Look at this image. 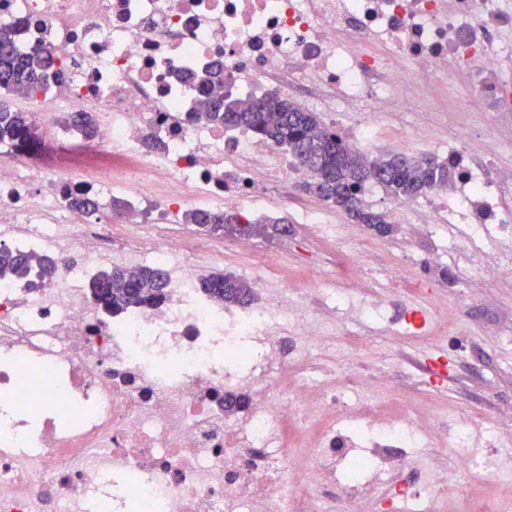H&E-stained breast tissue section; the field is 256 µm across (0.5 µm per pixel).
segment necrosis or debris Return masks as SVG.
<instances>
[{"label":"necrosis or debris","instance_id":"4bbe7bcc","mask_svg":"<svg viewBox=\"0 0 512 512\" xmlns=\"http://www.w3.org/2000/svg\"><path fill=\"white\" fill-rule=\"evenodd\" d=\"M4 26L19 51L52 53L51 89L25 107L35 139L62 149L0 152V247L57 262L43 283L0 279V512H355L370 497L392 512H512V498L466 491L512 481V432L456 413L439 440L438 413L392 412L361 358L373 337L347 332L345 369L329 367L331 326L305 302L383 322L360 294L362 259L340 288H271L264 250L240 241L253 298L227 307L202 287L223 246L169 229L194 209L273 217L288 185L314 179L281 146L199 119L197 77L220 65L212 95L297 96L366 152L373 131L340 121L339 104L414 113L421 140L453 113L440 149L455 185L394 210L428 226L434 259L463 250L505 275L488 244L512 222L507 185L475 154L512 141V0H0ZM473 109L483 129L464 119ZM61 112L91 114L96 135L58 125ZM78 187L141 220L70 207ZM444 224L467 230L441 246ZM115 267L164 270L165 300L105 311L91 285ZM410 464L423 487L397 492Z\"/></svg>","mask_w":512,"mask_h":512}]
</instances>
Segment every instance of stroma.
<instances>
[{
    "label": "stroma",
    "mask_w": 512,
    "mask_h": 512,
    "mask_svg": "<svg viewBox=\"0 0 512 512\" xmlns=\"http://www.w3.org/2000/svg\"><path fill=\"white\" fill-rule=\"evenodd\" d=\"M361 118L377 129L373 154L434 152L433 143H412L407 114L365 112ZM327 219L337 228L335 238L327 241L317 239L314 226L293 223L283 234L271 225H259L251 239L276 254L282 281L312 287L314 271L326 269L329 257L360 252L368 274L363 295L370 303L386 306L395 324L411 319L416 310L424 311L430 321L440 314L454 317L461 325L459 338L432 345L422 327L417 336L391 335L367 350V360L382 369L375 380L378 393L392 400L417 388L425 402L445 403L512 426V344L502 342L512 335V276L501 277L497 287H486L484 279L472 273L469 255L457 251L449 262L467 275L466 301L458 302L452 281L436 286L432 294H418L416 284L437 276L438 270L412 247L406 225L393 224L390 233L381 234L333 207Z\"/></svg>",
    "instance_id": "35a3bbf8"
}]
</instances>
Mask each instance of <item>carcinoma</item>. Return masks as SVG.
<instances>
[{
  "mask_svg": "<svg viewBox=\"0 0 512 512\" xmlns=\"http://www.w3.org/2000/svg\"><path fill=\"white\" fill-rule=\"evenodd\" d=\"M48 54H24L16 50L12 32L0 28V91L28 98L49 88ZM208 121L226 128L244 127L278 145L288 147L315 175L308 190L331 205L338 206L359 224H369L382 233L391 231L383 214L373 212L363 202L368 184L381 186L393 198L422 196L454 185L456 171L448 161L432 156L379 155L369 159L351 146L316 112L302 108L296 101L279 94L260 98L233 95L208 99L202 112ZM31 141L29 117L0 102V142L26 146ZM187 224L205 232L218 233L232 226L243 235L253 233L259 224H280L282 219L243 218L234 212L193 210L184 213ZM37 276L50 278L52 263L41 258L0 249V277L25 276L33 266ZM210 297L224 304L243 305L252 299L250 286L231 274L214 275L202 283ZM167 275L147 268L130 273L114 267L92 286L94 299L119 312L127 306L158 305L165 299Z\"/></svg>",
  "mask_w": 512,
  "mask_h": 512,
  "instance_id": "1",
  "label": "carcinoma"
}]
</instances>
